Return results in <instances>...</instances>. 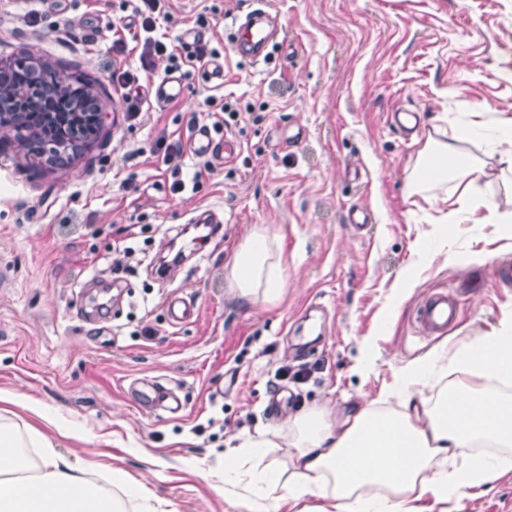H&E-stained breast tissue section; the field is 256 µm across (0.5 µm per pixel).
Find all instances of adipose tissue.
I'll list each match as a JSON object with an SVG mask.
<instances>
[{
	"mask_svg": "<svg viewBox=\"0 0 512 512\" xmlns=\"http://www.w3.org/2000/svg\"><path fill=\"white\" fill-rule=\"evenodd\" d=\"M430 154L444 160V167L431 173L418 164L413 182L457 175L461 208L481 214L483 223H497L494 204L473 192L485 170L460 163L453 145L445 141L436 142ZM261 279L272 288L286 284L283 274L272 273L268 266L265 246L241 249L232 287L246 290ZM457 363L494 379L498 390L452 386L437 405L424 391L407 390L396 417L381 413L373 401L339 422L309 412L297 415L292 422L298 432L294 471L275 512H303L302 502L311 498L317 502L313 512H347L351 507L358 512H442L449 493L475 496L512 473V396L501 393L512 387V329L502 327L483 337ZM484 443L495 445L497 454L473 455L472 447ZM31 445V440L0 426V512H116L109 494L91 490L83 472L49 452L48 439L39 442L47 454L38 479L13 477L22 461L20 448ZM385 485L400 489V497L369 507L358 494L359 489Z\"/></svg>",
	"mask_w": 512,
	"mask_h": 512,
	"instance_id": "adipose-tissue-1",
	"label": "adipose tissue"
}]
</instances>
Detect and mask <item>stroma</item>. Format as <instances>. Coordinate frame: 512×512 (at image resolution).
<instances>
[{
    "mask_svg": "<svg viewBox=\"0 0 512 512\" xmlns=\"http://www.w3.org/2000/svg\"><path fill=\"white\" fill-rule=\"evenodd\" d=\"M252 0H168L158 31L177 45L185 96L157 101L142 84L129 118L113 74L137 70L131 0H0V66L28 57L82 77L105 114L98 133L50 164L18 151L0 127V389L16 404L0 423L46 430L85 474H109L125 512H266L293 472L307 410L341 420L355 402L399 394L426 360V392L467 387L458 356L512 321V177L499 170L492 119L512 114V0H263L281 36L259 61L234 49L233 17ZM204 32L224 81L187 63L183 34ZM395 110L420 113L403 137ZM238 143L234 161L205 160L193 130ZM453 138L482 165L478 186L503 224L460 210L455 184L415 193L410 164L429 139ZM183 149L178 171L162 162ZM182 179L186 189L173 193ZM367 206L364 231L348 211ZM216 213L223 228L176 279L154 275L183 225ZM262 240L287 284L243 297L235 257ZM458 302L443 336L419 334V303ZM192 299L188 323L165 301ZM326 342L302 359L310 335ZM308 369L302 384L282 367ZM158 382L179 416L141 411L129 386ZM263 436V448L241 439ZM446 512H512V474ZM166 313L170 323L178 326L189 321L195 311L191 300L174 294L167 298Z\"/></svg>",
    "mask_w": 512,
    "mask_h": 512,
    "instance_id": "obj_1",
    "label": "stroma"
}]
</instances>
